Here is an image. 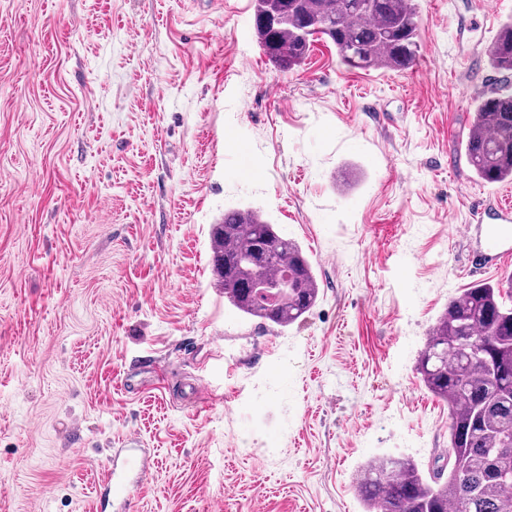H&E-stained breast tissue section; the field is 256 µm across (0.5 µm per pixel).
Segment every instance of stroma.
I'll list each match as a JSON object with an SVG mask.
<instances>
[{
	"instance_id": "35a3bbf8",
	"label": "stroma",
	"mask_w": 512,
	"mask_h": 512,
	"mask_svg": "<svg viewBox=\"0 0 512 512\" xmlns=\"http://www.w3.org/2000/svg\"><path fill=\"white\" fill-rule=\"evenodd\" d=\"M417 4L418 60L382 74L322 40L279 72L253 0H0V512H100L132 435L134 512H364L367 461L447 454L416 361L512 273L474 221L512 183L463 151L493 33ZM245 205L312 261L288 328L214 285L210 227Z\"/></svg>"
}]
</instances>
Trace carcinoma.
I'll return each mask as SVG.
<instances>
[{"mask_svg":"<svg viewBox=\"0 0 512 512\" xmlns=\"http://www.w3.org/2000/svg\"><path fill=\"white\" fill-rule=\"evenodd\" d=\"M253 0L254 31L283 73L331 42L341 62L403 72L419 57L415 0ZM489 65L502 79L474 106L465 154L487 184L512 183V18L494 39ZM213 279L242 315L286 328L316 304L313 265L253 208L224 211L210 230ZM425 388L448 403V465L422 473L410 459L367 462L355 488L366 512H512V308L499 285L480 283L448 302L416 364Z\"/></svg>","mask_w":512,"mask_h":512,"instance_id":"carcinoma-1","label":"carcinoma"}]
</instances>
